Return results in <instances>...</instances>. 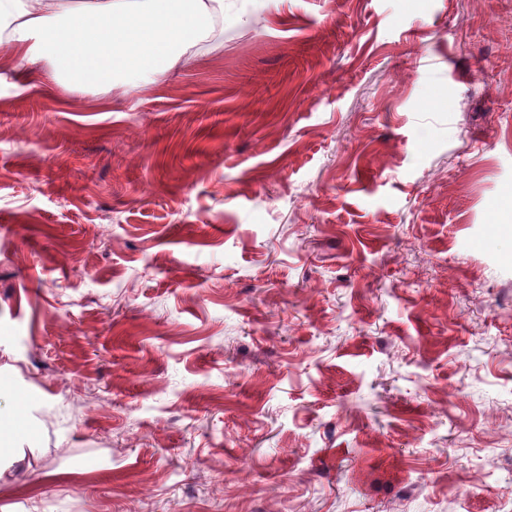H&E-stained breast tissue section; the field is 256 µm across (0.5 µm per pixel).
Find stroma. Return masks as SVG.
I'll return each instance as SVG.
<instances>
[{
  "mask_svg": "<svg viewBox=\"0 0 512 512\" xmlns=\"http://www.w3.org/2000/svg\"><path fill=\"white\" fill-rule=\"evenodd\" d=\"M191 67L0 45V512H512V0H263ZM13 411L9 414L11 424L8 427L3 426L4 420L0 413V463L2 459L12 455L15 448L14 443L20 439H24L30 435L28 424L20 418L18 413L13 416Z\"/></svg>",
  "mask_w": 512,
  "mask_h": 512,
  "instance_id": "stroma-1",
  "label": "stroma"
}]
</instances>
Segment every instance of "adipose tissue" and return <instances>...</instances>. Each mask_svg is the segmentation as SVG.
<instances>
[{
  "label": "adipose tissue",
  "instance_id": "1",
  "mask_svg": "<svg viewBox=\"0 0 512 512\" xmlns=\"http://www.w3.org/2000/svg\"><path fill=\"white\" fill-rule=\"evenodd\" d=\"M224 0H0V43L12 69L46 65L51 86L157 81L224 31Z\"/></svg>",
  "mask_w": 512,
  "mask_h": 512
}]
</instances>
